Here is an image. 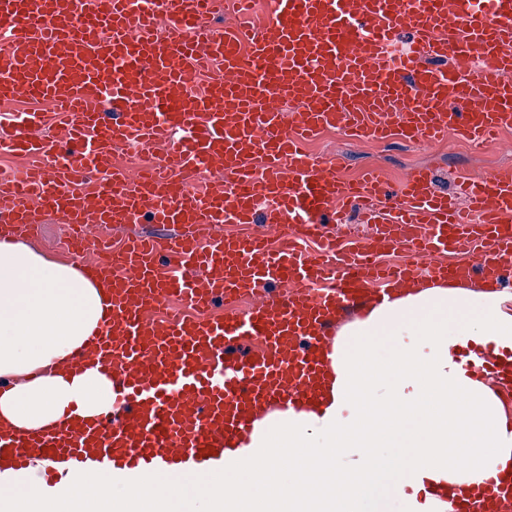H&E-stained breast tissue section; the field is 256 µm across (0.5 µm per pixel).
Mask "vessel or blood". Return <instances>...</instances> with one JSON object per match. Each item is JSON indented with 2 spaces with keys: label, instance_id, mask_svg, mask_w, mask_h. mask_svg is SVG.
Masks as SVG:
<instances>
[{
  "label": "vessel or blood",
  "instance_id": "1",
  "mask_svg": "<svg viewBox=\"0 0 512 512\" xmlns=\"http://www.w3.org/2000/svg\"><path fill=\"white\" fill-rule=\"evenodd\" d=\"M225 2L0 0V99L38 104L0 114V151L51 160L0 176V223L31 240L57 219L74 256L93 230H128L87 266L112 324L68 366L106 371L112 407L38 435L0 426L13 469L223 464L260 412L315 393L341 325L421 283L419 260L439 280L512 281L511 165L459 173L452 195L413 166L396 193L306 149L328 130L427 147L512 132V0H270L262 25H215ZM130 145L157 155L134 179ZM209 171L223 188L198 192ZM355 206L370 234H339ZM395 249L412 262L383 264ZM492 498L512 512V475L489 474L464 512Z\"/></svg>",
  "mask_w": 512,
  "mask_h": 512
}]
</instances>
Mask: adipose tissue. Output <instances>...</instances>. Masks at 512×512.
I'll list each match as a JSON object with an SVG mask.
<instances>
[{
	"mask_svg": "<svg viewBox=\"0 0 512 512\" xmlns=\"http://www.w3.org/2000/svg\"><path fill=\"white\" fill-rule=\"evenodd\" d=\"M111 313L78 265L0 237V425L37 434L111 406L99 369L67 370ZM490 343L512 350V290L423 283L348 325L319 397L265 416L223 470L96 467L46 489L37 461L0 469V512H448L459 488L512 471V417L457 360Z\"/></svg>",
	"mask_w": 512,
	"mask_h": 512,
	"instance_id": "ef3b65f1",
	"label": "adipose tissue"
}]
</instances>
